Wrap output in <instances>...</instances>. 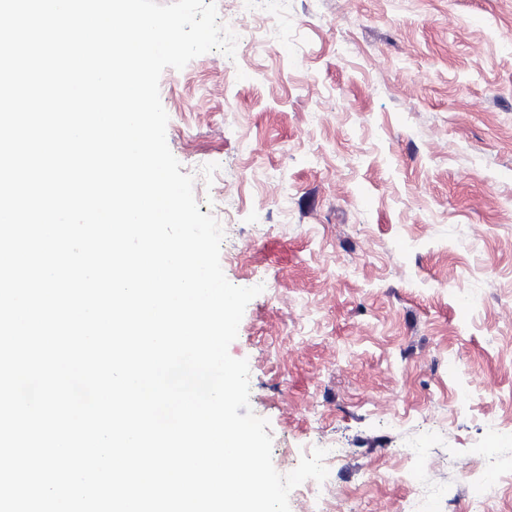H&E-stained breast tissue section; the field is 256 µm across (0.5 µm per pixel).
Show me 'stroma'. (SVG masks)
<instances>
[{
	"label": "stroma",
	"mask_w": 512,
	"mask_h": 512,
	"mask_svg": "<svg viewBox=\"0 0 512 512\" xmlns=\"http://www.w3.org/2000/svg\"><path fill=\"white\" fill-rule=\"evenodd\" d=\"M216 5L272 42L165 69L160 98L226 278L263 287L229 353L276 470L340 456L290 512H468L480 442L512 512V0Z\"/></svg>",
	"instance_id": "1"
}]
</instances>
